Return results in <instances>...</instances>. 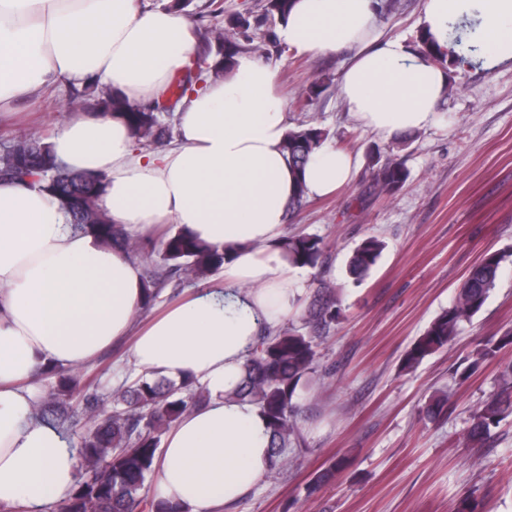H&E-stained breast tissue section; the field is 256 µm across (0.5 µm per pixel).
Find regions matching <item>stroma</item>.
<instances>
[{
	"label": "stroma",
	"mask_w": 512,
	"mask_h": 512,
	"mask_svg": "<svg viewBox=\"0 0 512 512\" xmlns=\"http://www.w3.org/2000/svg\"><path fill=\"white\" fill-rule=\"evenodd\" d=\"M424 0H399L379 19L384 36L417 43ZM258 60L278 66V91L288 126L312 121L357 156L389 154L391 142L362 128L330 86L306 107L299 94L324 73L340 74L342 55H278L267 27L250 32ZM70 87L18 99L0 144L38 132L51 139L71 112ZM439 123L411 133L400 152L409 172L392 195L376 194L369 169L337 193L309 199L286 224L289 234L321 238L326 259L299 268L306 291L282 327L303 328V313L321 286L336 290L339 315L319 338L321 381L301 388L298 430L280 462L233 512H512V416L484 445L465 446L471 412L495 389L512 343L466 381L457 366L478 342L512 330V67L448 68ZM385 248L368 277L353 283L347 264L362 239ZM504 254L501 276L483 309L457 342L403 371L411 344L452 303L469 269L488 253ZM128 342L84 366L87 379L109 388L133 381ZM438 391L449 407L426 417ZM347 466L324 485L312 479L336 459Z\"/></svg>",
	"instance_id": "obj_1"
}]
</instances>
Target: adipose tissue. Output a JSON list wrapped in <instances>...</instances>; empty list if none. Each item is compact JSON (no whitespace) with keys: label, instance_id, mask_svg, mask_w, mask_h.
I'll list each match as a JSON object with an SVG mask.
<instances>
[{"label":"adipose tissue","instance_id":"obj_1","mask_svg":"<svg viewBox=\"0 0 512 512\" xmlns=\"http://www.w3.org/2000/svg\"><path fill=\"white\" fill-rule=\"evenodd\" d=\"M378 0H294L280 40L300 54H344L340 97L355 121L391 138L436 125L448 72L377 26ZM470 22L484 69L512 63V0H425L422 33L450 48L451 24ZM191 20L139 0H0V104L60 82L96 79L132 103L164 101L191 67ZM278 69L236 57L174 112L165 152L137 149L118 117L89 110L58 126L52 150L69 168L103 175L99 203L124 230L173 223L225 247L223 279L134 325L142 269L125 249L74 231L40 185L0 182V505L44 512L65 502L81 471L77 448L33 416L35 381L131 339L144 377L193 378L208 401L164 441L154 490L181 512H230L272 465L260 410L232 397L247 356L304 292L282 249L285 205L298 183L324 196L351 183L358 160L323 144L304 170L284 151Z\"/></svg>","mask_w":512,"mask_h":512}]
</instances>
